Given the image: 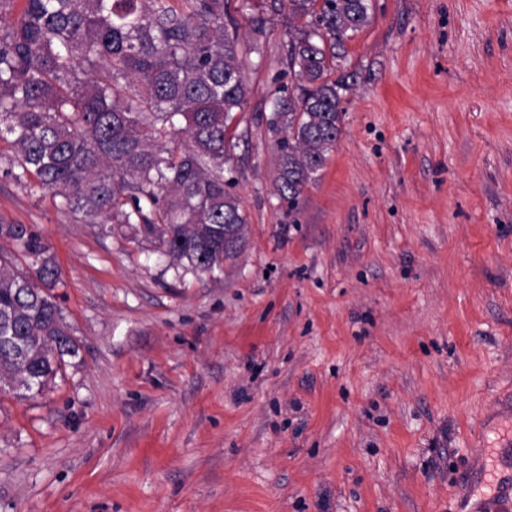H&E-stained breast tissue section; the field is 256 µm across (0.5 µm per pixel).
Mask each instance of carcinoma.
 <instances>
[{
    "label": "carcinoma",
    "mask_w": 512,
    "mask_h": 512,
    "mask_svg": "<svg viewBox=\"0 0 512 512\" xmlns=\"http://www.w3.org/2000/svg\"><path fill=\"white\" fill-rule=\"evenodd\" d=\"M296 79L272 92L275 191L295 206L342 134L345 46L370 0H271ZM224 0H0L3 172L59 198L78 224H129L172 265L211 274L238 256L248 217L232 192L236 114L251 89ZM0 393H41L78 347L51 290L60 273L24 224H0Z\"/></svg>",
    "instance_id": "1"
}]
</instances>
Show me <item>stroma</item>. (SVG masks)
Instances as JSON below:
<instances>
[{
    "mask_svg": "<svg viewBox=\"0 0 512 512\" xmlns=\"http://www.w3.org/2000/svg\"><path fill=\"white\" fill-rule=\"evenodd\" d=\"M268 2L229 0L262 52L234 150L248 234L223 271L70 222L0 174V220L49 246L79 347L42 394L0 396V512H481L490 496L474 454L512 399V0H372L342 135L294 209L264 120L293 81V20Z\"/></svg>",
    "mask_w": 512,
    "mask_h": 512,
    "instance_id": "1",
    "label": "stroma"
}]
</instances>
